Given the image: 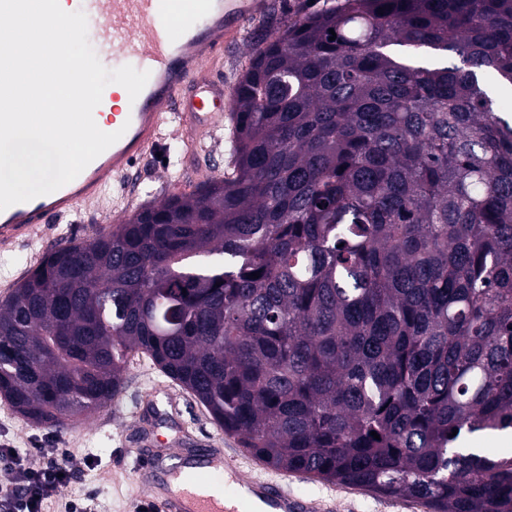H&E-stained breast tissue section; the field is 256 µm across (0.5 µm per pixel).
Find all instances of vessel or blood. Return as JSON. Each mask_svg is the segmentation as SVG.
Segmentation results:
<instances>
[{
	"instance_id": "b4317fda",
	"label": "vessel or blood",
	"mask_w": 512,
	"mask_h": 512,
	"mask_svg": "<svg viewBox=\"0 0 512 512\" xmlns=\"http://www.w3.org/2000/svg\"><path fill=\"white\" fill-rule=\"evenodd\" d=\"M264 8V0H80L113 59L150 77L135 101L103 93L98 114L122 137L55 192L0 211V248L29 240L39 225L74 223L83 205L156 150L170 123L189 135L219 125L228 100L211 66ZM137 478L150 494L152 512H253L257 500L266 512L319 508L317 500H301L285 483L248 474L236 458L214 451L178 457L165 473L148 461L138 466Z\"/></svg>"
}]
</instances>
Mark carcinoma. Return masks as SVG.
<instances>
[{
	"label": "carcinoma",
	"instance_id": "obj_1",
	"mask_svg": "<svg viewBox=\"0 0 512 512\" xmlns=\"http://www.w3.org/2000/svg\"><path fill=\"white\" fill-rule=\"evenodd\" d=\"M490 73L512 85V0L294 22L234 88L224 178L46 254L0 302V396L63 427L141 354L271 469L512 512V453L462 447L512 429V123Z\"/></svg>",
	"mask_w": 512,
	"mask_h": 512
}]
</instances>
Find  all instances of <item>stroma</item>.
I'll return each instance as SVG.
<instances>
[{"label": "stroma", "mask_w": 512, "mask_h": 512, "mask_svg": "<svg viewBox=\"0 0 512 512\" xmlns=\"http://www.w3.org/2000/svg\"><path fill=\"white\" fill-rule=\"evenodd\" d=\"M342 0H267V11L248 22L239 42L224 52V84L234 87L250 64L253 53L295 20L338 7ZM164 158L144 162L145 180L129 189L113 186L94 213H81L74 224L40 225L32 240L0 251V301L46 253L69 239L77 241L111 231L142 207L160 204L168 195L191 191L209 179L200 158L179 136L176 128L165 132ZM176 159L180 181L171 184L168 159ZM124 387L111 404L89 415L70 419L65 428L36 425L0 398V448L25 454L31 467H39L43 448H63L72 473L61 495L48 501L47 512H64V503L75 500L92 512H144L146 491L133 472L140 453L165 457L184 449L238 447L237 437L224 433L203 405L187 390L167 378L152 361L131 360ZM288 485L303 499L332 500L333 512H427L404 497L373 495L359 489L311 481L291 474Z\"/></svg>", "instance_id": "stroma-1"}]
</instances>
